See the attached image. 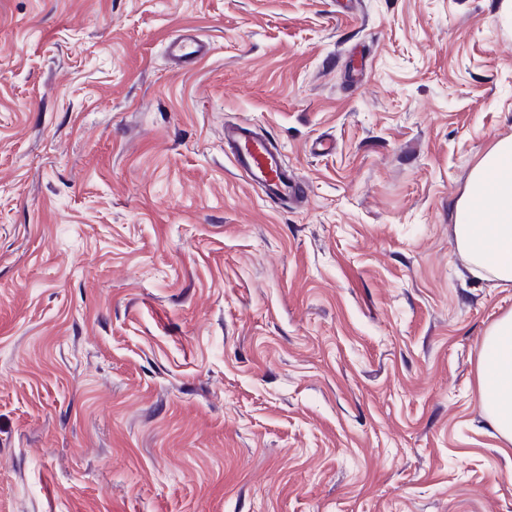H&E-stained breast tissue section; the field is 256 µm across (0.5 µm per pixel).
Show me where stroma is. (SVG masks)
Here are the masks:
<instances>
[{
	"label": "stroma",
	"instance_id": "1",
	"mask_svg": "<svg viewBox=\"0 0 512 512\" xmlns=\"http://www.w3.org/2000/svg\"><path fill=\"white\" fill-rule=\"evenodd\" d=\"M508 137L512 0H0V512H512L451 218ZM210 51V42L193 30L178 33L167 43V54L177 64L204 58ZM224 146L231 162L252 186L262 190L268 201L287 206L301 200L304 193L301 182L288 173L280 154L250 124L226 125Z\"/></svg>",
	"mask_w": 512,
	"mask_h": 512
}]
</instances>
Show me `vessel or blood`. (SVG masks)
<instances>
[{"mask_svg": "<svg viewBox=\"0 0 512 512\" xmlns=\"http://www.w3.org/2000/svg\"><path fill=\"white\" fill-rule=\"evenodd\" d=\"M210 51V42L192 30L174 35L167 43L168 56L178 64L204 58ZM224 146L231 162L251 185L262 190L268 201L287 205L301 200V182L288 173L279 153L251 125H226Z\"/></svg>", "mask_w": 512, "mask_h": 512, "instance_id": "b4317fda", "label": "vessel or blood"}]
</instances>
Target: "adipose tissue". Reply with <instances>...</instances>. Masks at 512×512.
<instances>
[{"instance_id":"1","label":"adipose tissue","mask_w":512,"mask_h":512,"mask_svg":"<svg viewBox=\"0 0 512 512\" xmlns=\"http://www.w3.org/2000/svg\"><path fill=\"white\" fill-rule=\"evenodd\" d=\"M457 245L475 267L499 285L512 284V138L497 141L473 167L457 201ZM481 403L512 443V313L487 330L478 357Z\"/></svg>"}]
</instances>
